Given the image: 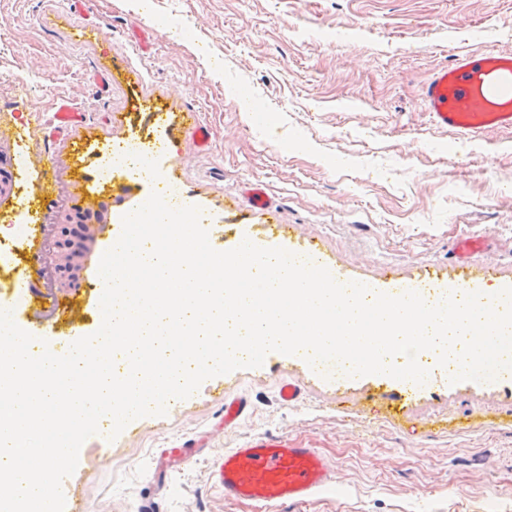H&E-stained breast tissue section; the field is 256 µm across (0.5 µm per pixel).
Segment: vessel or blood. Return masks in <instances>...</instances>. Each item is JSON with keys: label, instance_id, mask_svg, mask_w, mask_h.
<instances>
[{"label": "vessel or blood", "instance_id": "1", "mask_svg": "<svg viewBox=\"0 0 512 512\" xmlns=\"http://www.w3.org/2000/svg\"><path fill=\"white\" fill-rule=\"evenodd\" d=\"M422 98L438 128L472 137L512 129V53L482 50L454 55L426 80ZM82 119L76 104L61 102L54 135ZM249 410L247 399L225 400V429H234ZM211 479L227 500L295 512L335 491L336 468L320 449L302 446L285 434H271L247 438L215 458Z\"/></svg>", "mask_w": 512, "mask_h": 512}]
</instances>
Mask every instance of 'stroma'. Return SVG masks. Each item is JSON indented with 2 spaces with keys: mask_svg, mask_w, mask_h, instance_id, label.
<instances>
[{
  "mask_svg": "<svg viewBox=\"0 0 512 512\" xmlns=\"http://www.w3.org/2000/svg\"><path fill=\"white\" fill-rule=\"evenodd\" d=\"M0 0V239L19 272H0V302L18 282L69 298L72 314L21 305L23 328L56 340L96 333L98 257L119 213L145 195L123 175L97 179L102 151L131 135L162 138L161 179L209 213L218 251L249 237L314 251L338 280L387 291L399 283L512 286V130L466 138L433 126L421 88L458 53L512 51V0ZM150 47L137 49L135 29ZM107 75L98 87L95 73ZM84 114L49 130L61 100ZM210 131L198 147L191 121ZM55 174L40 199L41 170ZM261 185L269 203L251 205ZM105 201L86 241L79 288L37 274L76 194ZM485 235L462 263L453 241ZM296 382L301 398L282 403ZM249 413L224 427V401ZM288 434L334 461L335 495L309 512H512V383L410 386L371 374L330 378L299 355L203 382L163 416L109 443L88 438L66 499L84 512H253L225 501L212 460L244 438ZM193 438L194 456L160 473L162 449Z\"/></svg>",
  "mask_w": 512,
  "mask_h": 512,
  "instance_id": "1",
  "label": "stroma"
}]
</instances>
